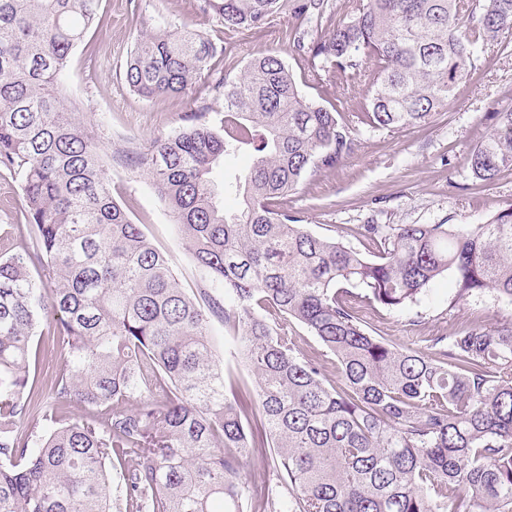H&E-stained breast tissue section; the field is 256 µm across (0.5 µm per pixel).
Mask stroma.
<instances>
[{"mask_svg": "<svg viewBox=\"0 0 512 512\" xmlns=\"http://www.w3.org/2000/svg\"><path fill=\"white\" fill-rule=\"evenodd\" d=\"M203 6V0H100L99 12L108 23L87 31L66 78L69 97L85 119L97 124L100 143L112 156L108 174L114 197L171 254L188 289L207 287L208 282L185 251L179 228L154 188L126 165L124 156L145 152L155 136L178 129L186 113L206 108L213 120H220L224 98L207 74L185 96L150 100L132 92L124 73L139 36L159 29L195 30L218 47L214 67L226 78H240L252 59L276 54L306 96L330 105L340 95L337 87L318 85L300 65L288 39V12L273 14L260 30L230 33L203 13ZM480 57L447 108L426 126L372 129L358 122L354 104L343 105L342 118L358 147L336 169L309 174L289 197V209L303 218L306 229L355 248L359 242L349 229L357 224H483L511 206L512 171L480 183L468 164L472 148L491 130L493 113L512 109V48L495 43L483 48ZM4 230L16 250H33L20 179L0 168V232ZM454 292L453 275L439 278L415 305L422 317L415 326L408 315L382 309H363L362 317L398 347L426 354L431 336L452 334L464 320L512 317V306L489 291L449 309Z\"/></svg>", "mask_w": 512, "mask_h": 512, "instance_id": "1", "label": "stroma"}]
</instances>
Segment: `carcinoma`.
I'll return each mask as SVG.
<instances>
[{"label":"carcinoma","instance_id":"cac0c4a2","mask_svg":"<svg viewBox=\"0 0 512 512\" xmlns=\"http://www.w3.org/2000/svg\"><path fill=\"white\" fill-rule=\"evenodd\" d=\"M204 4L228 31L288 9L304 68L376 129L430 123L479 50L512 36V0H350L346 21L309 44L302 24L325 0ZM102 22L98 0H0V167L22 178L36 241L0 256V512H512V320H466L425 354L356 310H405L450 271L453 300L489 290L512 303V205L485 224H358L361 250L306 230L288 194L357 144L268 54L238 80L215 77L220 125L192 112L134 160L217 287L190 293L115 200L64 90L71 54ZM216 53L197 31L160 29L125 80L144 98L184 95ZM493 120L469 157L482 182L512 171V110ZM239 152L252 166L224 179L241 197L228 212L209 173ZM49 316L63 354L51 405L30 376ZM297 324L336 357L340 383L298 345ZM223 350L250 367L256 404L225 383ZM252 458L288 499L245 485Z\"/></svg>","mask_w":512,"mask_h":512}]
</instances>
